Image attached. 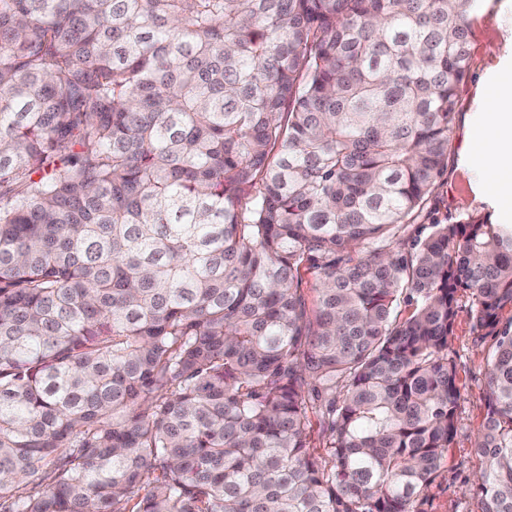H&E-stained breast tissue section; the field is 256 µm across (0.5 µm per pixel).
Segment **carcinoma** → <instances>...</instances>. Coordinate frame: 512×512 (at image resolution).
Returning a JSON list of instances; mask_svg holds the SVG:
<instances>
[{
	"label": "carcinoma",
	"mask_w": 512,
	"mask_h": 512,
	"mask_svg": "<svg viewBox=\"0 0 512 512\" xmlns=\"http://www.w3.org/2000/svg\"><path fill=\"white\" fill-rule=\"evenodd\" d=\"M475 5L0 0V512H423L463 294L512 512V224L399 242Z\"/></svg>",
	"instance_id": "carcinoma-1"
}]
</instances>
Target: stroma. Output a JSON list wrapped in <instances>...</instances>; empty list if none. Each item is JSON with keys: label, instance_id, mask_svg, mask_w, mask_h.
I'll return each instance as SVG.
<instances>
[{"label": "stroma", "instance_id": "stroma-1", "mask_svg": "<svg viewBox=\"0 0 512 512\" xmlns=\"http://www.w3.org/2000/svg\"><path fill=\"white\" fill-rule=\"evenodd\" d=\"M506 80L512 82V0H478L470 16L469 72L458 90L448 165L427 203L432 218L440 223L486 214L493 223L512 224V187L492 184L487 178L494 168L486 139L495 112L488 93ZM469 304L466 296L458 302L452 343L461 390L456 437L426 492L425 512L482 510L474 483L480 461L473 445L485 415L488 353L494 339L473 331Z\"/></svg>", "mask_w": 512, "mask_h": 512}]
</instances>
